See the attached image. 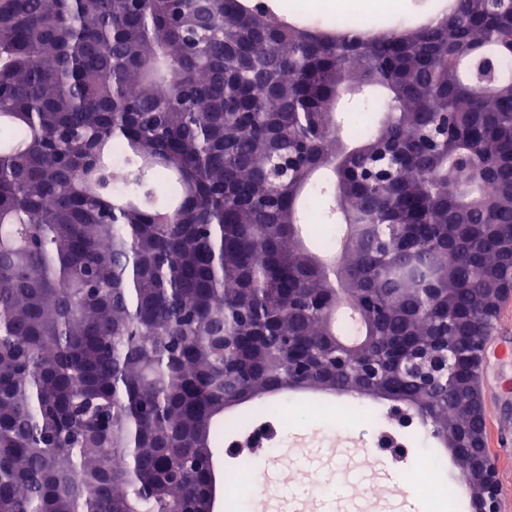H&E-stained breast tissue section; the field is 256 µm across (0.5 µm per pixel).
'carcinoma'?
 Returning a JSON list of instances; mask_svg holds the SVG:
<instances>
[{
	"instance_id": "obj_1",
	"label": "carcinoma",
	"mask_w": 512,
	"mask_h": 512,
	"mask_svg": "<svg viewBox=\"0 0 512 512\" xmlns=\"http://www.w3.org/2000/svg\"><path fill=\"white\" fill-rule=\"evenodd\" d=\"M196 11L0 0V512H197L224 413H269L284 345L326 356L343 306L372 374L303 388L467 429L400 360L448 345L463 384L512 276V0L380 33ZM373 86L384 117L347 146L336 102Z\"/></svg>"
}]
</instances>
